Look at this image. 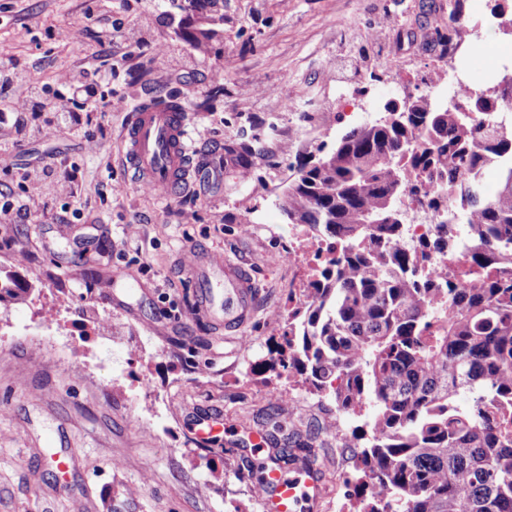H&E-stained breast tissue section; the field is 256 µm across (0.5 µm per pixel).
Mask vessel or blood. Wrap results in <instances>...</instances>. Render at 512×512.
Listing matches in <instances>:
<instances>
[{
    "mask_svg": "<svg viewBox=\"0 0 512 512\" xmlns=\"http://www.w3.org/2000/svg\"><path fill=\"white\" fill-rule=\"evenodd\" d=\"M186 119L185 113L163 104L145 103L132 112L125 139L138 186L172 192L186 185ZM186 270L197 290L199 309L217 327L237 330L246 325L257 298L245 269L208 252H193ZM317 488V477L299 483L286 479L278 465H270L260 485L264 512H298Z\"/></svg>",
    "mask_w": 512,
    "mask_h": 512,
    "instance_id": "1",
    "label": "vessel or blood"
}]
</instances>
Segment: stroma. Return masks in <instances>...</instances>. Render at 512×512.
<instances>
[{
  "instance_id": "1",
  "label": "stroma",
  "mask_w": 512,
  "mask_h": 512,
  "mask_svg": "<svg viewBox=\"0 0 512 512\" xmlns=\"http://www.w3.org/2000/svg\"><path fill=\"white\" fill-rule=\"evenodd\" d=\"M0 0V51L44 90L33 120L0 128V263L28 285L25 301L0 302V512H263L262 456L248 433L289 438L318 456L313 512H345L359 421L309 392L300 376L265 381L266 358L290 291L315 273L281 255L297 225L277 203L298 169L350 129L374 121L404 93L418 96L442 62L446 96L473 82L475 60L512 37L469 36L448 45L453 0ZM217 35L207 50L194 36ZM82 37L81 53L54 33ZM106 75L108 112L80 124L55 108L59 74ZM223 81H216V73ZM146 99L180 102L187 144L222 174L171 196L148 193L121 163V132ZM248 145L245 165L230 145ZM43 178V194L30 182ZM210 248L247 269L258 296L237 333L212 326L179 262ZM46 312L51 329L32 330ZM221 413L224 439L197 450L198 415ZM144 421L141 430L130 416ZM71 460L66 481L49 465Z\"/></svg>"
}]
</instances>
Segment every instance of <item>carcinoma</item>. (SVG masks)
<instances>
[{
  "label": "carcinoma",
  "instance_id": "cac0c4a2",
  "mask_svg": "<svg viewBox=\"0 0 512 512\" xmlns=\"http://www.w3.org/2000/svg\"><path fill=\"white\" fill-rule=\"evenodd\" d=\"M498 84L352 129L284 193L288 223L328 244L260 368L307 376L338 418L366 417L349 512H512V85ZM415 200L448 220L409 245ZM445 251L459 279L419 272ZM26 293L0 268V301Z\"/></svg>",
  "mask_w": 512,
  "mask_h": 512
}]
</instances>
